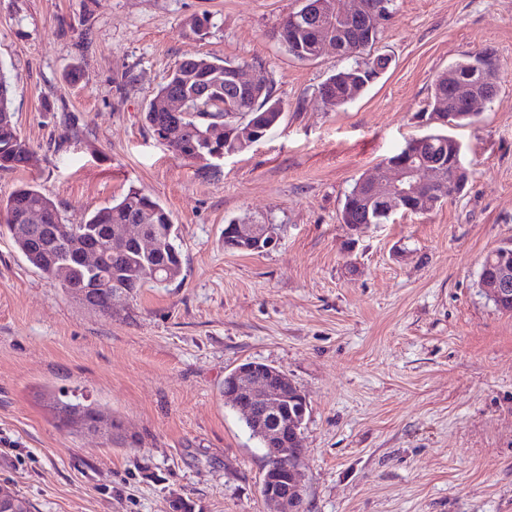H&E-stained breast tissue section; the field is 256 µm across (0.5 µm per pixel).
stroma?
Instances as JSON below:
<instances>
[{"mask_svg": "<svg viewBox=\"0 0 512 512\" xmlns=\"http://www.w3.org/2000/svg\"><path fill=\"white\" fill-rule=\"evenodd\" d=\"M300 0H0V69L34 149L0 197L36 183L75 224L129 188L180 233L184 279L105 316L44 280L0 233V486L35 512H271L265 460L224 398L247 361L308 402L302 512H512V313L477 286L512 244V0H397L373 53L389 69L332 110L341 62H301L277 31ZM210 14L205 36L185 22ZM492 52L497 95L462 146L465 189L360 234L355 181L426 135L435 76ZM271 80L280 124L220 166L182 159L143 114L182 58ZM270 224L273 248H224V224ZM50 385L111 408L130 447L58 429Z\"/></svg>", "mask_w": 512, "mask_h": 512, "instance_id": "stroma-1", "label": "stroma"}]
</instances>
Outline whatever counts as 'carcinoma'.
I'll return each instance as SVG.
<instances>
[{"label":"carcinoma","mask_w":512,"mask_h":512,"mask_svg":"<svg viewBox=\"0 0 512 512\" xmlns=\"http://www.w3.org/2000/svg\"><path fill=\"white\" fill-rule=\"evenodd\" d=\"M373 17L352 26L340 16V0H303L297 11L282 23L278 39L285 50L299 61H313L327 50L330 41L336 55L348 61L318 88L322 103L331 110L340 109L359 98L378 77V58L365 55L380 31L376 18H388L395 10V0H369ZM311 8L312 22L301 32L288 28L291 18ZM238 62L210 56L182 59L160 86L144 112L149 128L164 125L167 146L177 156L201 160L207 155V134L220 124L225 128L224 153L242 151L264 138L278 125L283 115L282 101L274 95L271 81L254 90H239L224 84V69ZM498 69L484 55L469 54L438 73L430 86L427 114L430 119L453 115L458 126L473 122L477 113L467 109L452 94L462 82L471 84L481 97L491 101L497 94ZM185 98L181 123L170 125L167 113L156 108V101L169 94ZM32 156L30 144L18 133L11 110L10 86L0 73V169H24ZM365 181L358 178L345 196L340 219L344 224H383L391 214H412L403 202L370 201L363 193ZM26 212L49 217L41 226L21 220ZM0 222L14 247L40 276L56 285L71 299L97 311L112 315L116 301H129L143 288H165L183 277V262L178 228L170 213L157 201L138 189L112 199V203L85 215L77 224H66L55 199L30 182L16 187L7 197H0ZM96 245L104 256L103 266L89 267L76 254L86 246ZM481 269L505 271L512 277V247L503 246L483 261ZM41 400L53 423L70 434H89L90 425L100 426L105 443L121 437V423L112 410L79 395L60 392L47 386ZM250 436L257 440L263 455L274 444L269 438L274 421L260 424L244 420Z\"/></svg>","instance_id":"1"}]
</instances>
